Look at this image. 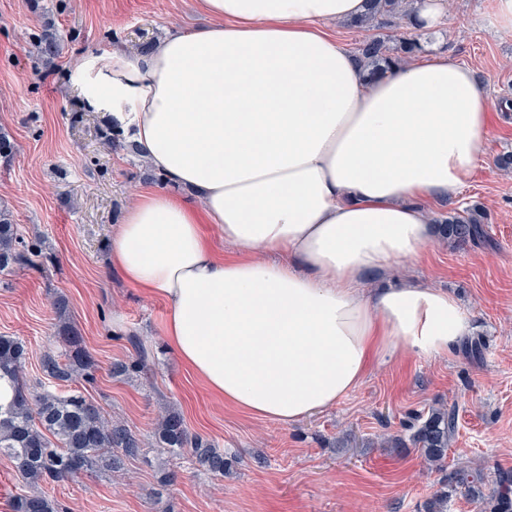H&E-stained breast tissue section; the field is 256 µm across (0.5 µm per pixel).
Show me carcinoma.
<instances>
[{"label": "carcinoma", "mask_w": 512, "mask_h": 512, "mask_svg": "<svg viewBox=\"0 0 512 512\" xmlns=\"http://www.w3.org/2000/svg\"><path fill=\"white\" fill-rule=\"evenodd\" d=\"M368 12L349 22L352 28H400L409 15V0H369ZM420 49L415 38L402 37L391 47L385 38L365 41L357 57L374 75L408 62ZM482 217L475 212L453 216L441 222L446 238L465 243L483 234ZM52 255L43 251L42 241L27 242L17 231L8 210L0 207V275L17 269L45 268ZM58 319L57 336L62 350L47 354L42 360L46 379L61 386L79 378L93 379L94 361L83 347L82 338L66 321L69 303L65 296L52 300ZM135 357L115 367L125 376L148 370L149 353L135 336L129 337ZM26 347L13 336H0V381L13 389L11 400L0 403V455L7 457L27 484L59 482L82 474L118 472L122 457L135 456L142 441L122 421L108 420L101 408L81 392L58 394L43 386L38 388L24 377ZM457 428L455 410L433 409L415 427L412 445L426 460L442 464ZM156 443L172 456L185 453L203 470L224 475L228 466L224 450L189 433L182 415L173 408L164 409L156 418L153 432ZM493 512H512V475L504 473L497 480L491 499ZM14 512H62L61 505L43 494H18Z\"/></svg>", "instance_id": "obj_1"}]
</instances>
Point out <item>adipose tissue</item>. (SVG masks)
I'll return each instance as SVG.
<instances>
[{
    "label": "adipose tissue",
    "mask_w": 512,
    "mask_h": 512,
    "mask_svg": "<svg viewBox=\"0 0 512 512\" xmlns=\"http://www.w3.org/2000/svg\"><path fill=\"white\" fill-rule=\"evenodd\" d=\"M209 28L88 54L77 80L167 187L137 190L110 261L168 306L164 335L225 405L283 425L395 351L447 354L469 320L365 271L417 258L489 149L492 102L447 54L369 77L328 31L367 0H202ZM217 229L231 258L208 235Z\"/></svg>",
    "instance_id": "adipose-tissue-1"
}]
</instances>
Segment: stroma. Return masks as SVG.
<instances>
[{"instance_id": "35a3bbf8", "label": "stroma", "mask_w": 512, "mask_h": 512, "mask_svg": "<svg viewBox=\"0 0 512 512\" xmlns=\"http://www.w3.org/2000/svg\"><path fill=\"white\" fill-rule=\"evenodd\" d=\"M490 0H452L439 33L422 46L448 52L486 86L493 102L489 150L450 200L441 221L484 213L485 245H458L439 232L418 259L367 271L370 287L424 283L448 291L471 323L480 355L457 343L448 354H396L376 365L336 406L284 426L225 408L169 348L165 302L128 285L108 262L109 240L131 196L151 171L131 149L113 150L101 133L109 115L87 109L73 76L79 60L121 48L138 53L166 31L207 26L200 0H0V128L15 142L0 163V206L25 240L44 239L54 262L0 283V335L22 340L29 381L59 350L51 301L66 296L70 322L95 359L93 383H79L106 417L143 441L117 473L25 485L0 458V512L21 490L42 492L68 512H425L446 491L447 473L512 471V33L492 27ZM61 40L57 57L38 51ZM135 333L154 362L141 376H113ZM178 410L192 434L222 448L230 469L213 476L191 457L173 458L153 437L158 409ZM456 408L446 466L409 445L410 423L429 409Z\"/></svg>"}]
</instances>
